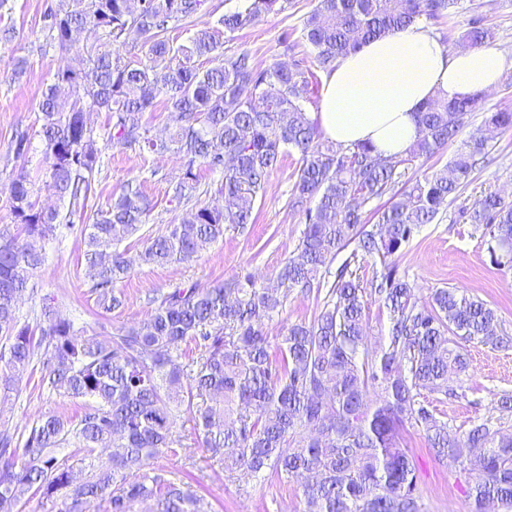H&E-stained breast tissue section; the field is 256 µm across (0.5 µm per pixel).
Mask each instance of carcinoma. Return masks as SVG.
Instances as JSON below:
<instances>
[{"label": "carcinoma", "mask_w": 512, "mask_h": 512, "mask_svg": "<svg viewBox=\"0 0 512 512\" xmlns=\"http://www.w3.org/2000/svg\"><path fill=\"white\" fill-rule=\"evenodd\" d=\"M204 2L51 0L43 13L50 44L69 50L74 35L87 32L95 45L85 67L58 70L42 90L49 180L39 185L21 173L9 187L22 235H0V379L8 391L39 363L42 384L84 412L76 421L49 415L20 433L0 431V509L10 512L22 499L40 496L59 500L60 512H90L94 501L107 502L111 512H133L145 501L157 512H206L201 496L151 467L177 443L174 409L187 403L195 405L202 447L236 480L248 482L267 470L287 479L313 475L303 485L304 512H419L417 467L402 436L407 424L436 456L468 471L469 512H485L490 502L512 512V432L487 419L454 433L435 407L419 400L423 390L466 398V391L448 388V376L466 372L463 344L506 349L512 338L486 303L458 288H437L422 300L387 263L472 181L478 156L512 130V109L485 113L449 164L402 191L409 167L454 143L486 95L429 99L418 113L417 140L398 157L366 144L329 143L311 117L321 89L315 71L330 73L370 40L472 7L465 0H314L302 27L310 61L258 70L245 51L224 54L209 26L176 49L170 45L169 25L198 15ZM240 2L218 20L226 34L282 10L283 0ZM131 33L148 47L145 58L114 48ZM496 38L473 15L457 43L481 48ZM202 57L218 64L203 70ZM160 96L172 114L167 138L151 136L143 121ZM95 108L110 113L111 148L187 157L182 175L169 182L173 199L194 196L197 162L224 174V206L199 207L169 225L139 253L145 265L188 262L224 237L226 226L254 223L270 175L296 152L288 206L304 216L305 229L273 284L246 275L210 288L175 287L156 299L144 322L121 327L107 340L77 335L48 304L43 322L19 323L17 303L36 292L32 272L61 224L59 213L36 206L33 196L44 189L85 207L101 159L87 120ZM383 199L376 224L366 229L362 209ZM148 212L143 191L129 184L81 227L84 262L106 313L123 305L115 288L130 270L112 246L134 235ZM460 221L485 226L491 260L512 267V197L488 192L472 209L458 211L453 222ZM349 246L350 260L326 280V259ZM360 257H377L388 268L371 280L389 319L385 342L372 352L366 349L367 304L350 269ZM296 289L323 299V306L312 322L289 325L274 355L263 327ZM184 342L196 345L197 358L183 359ZM70 446L88 457L108 448L111 465L94 466L78 480L55 455Z\"/></svg>", "instance_id": "cac0c4a2"}]
</instances>
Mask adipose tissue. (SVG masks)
Here are the masks:
<instances>
[{
	"mask_svg": "<svg viewBox=\"0 0 512 512\" xmlns=\"http://www.w3.org/2000/svg\"><path fill=\"white\" fill-rule=\"evenodd\" d=\"M503 69L497 51L453 52L414 24L340 59L324 79L315 118L336 144L367 143L380 155L402 156L417 138V114L428 98L489 92Z\"/></svg>",
	"mask_w": 512,
	"mask_h": 512,
	"instance_id": "1",
	"label": "adipose tissue"
}]
</instances>
